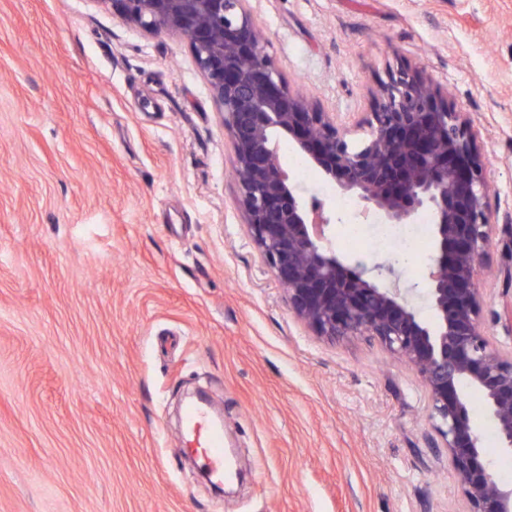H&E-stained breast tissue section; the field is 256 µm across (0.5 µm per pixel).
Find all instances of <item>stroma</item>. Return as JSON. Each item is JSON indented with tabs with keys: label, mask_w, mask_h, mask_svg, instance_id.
<instances>
[{
	"label": "stroma",
	"mask_w": 512,
	"mask_h": 512,
	"mask_svg": "<svg viewBox=\"0 0 512 512\" xmlns=\"http://www.w3.org/2000/svg\"><path fill=\"white\" fill-rule=\"evenodd\" d=\"M290 89L363 120L389 72L481 134L498 225L482 323L512 350V0H251ZM232 145L185 37L110 0H0V512H466L419 376L294 317L237 204ZM393 262L426 252L387 224ZM224 419L241 482L189 465L185 395ZM470 416L497 479L512 454Z\"/></svg>",
	"instance_id": "35a3bbf8"
}]
</instances>
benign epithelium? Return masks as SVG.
Here are the masks:
<instances>
[{"mask_svg": "<svg viewBox=\"0 0 512 512\" xmlns=\"http://www.w3.org/2000/svg\"><path fill=\"white\" fill-rule=\"evenodd\" d=\"M111 2L135 26L188 39L232 143L245 224L295 318L315 336L371 337L408 362L424 384L430 424L468 512H512V485L490 469L468 412V394L477 391L500 448L512 454V351L482 331L476 283L498 218L479 132L465 113L448 107L419 73L392 72L374 94L367 136L354 142L349 115L323 112L290 90L264 51L250 0ZM281 136L341 191L356 194L364 219L412 224L420 212L431 214L426 296L433 323L421 319L415 287H400L391 264L375 265L377 277H370L330 246L335 211L287 178Z\"/></svg>", "mask_w": 512, "mask_h": 512, "instance_id": "obj_1", "label": "benign epithelium"}]
</instances>
